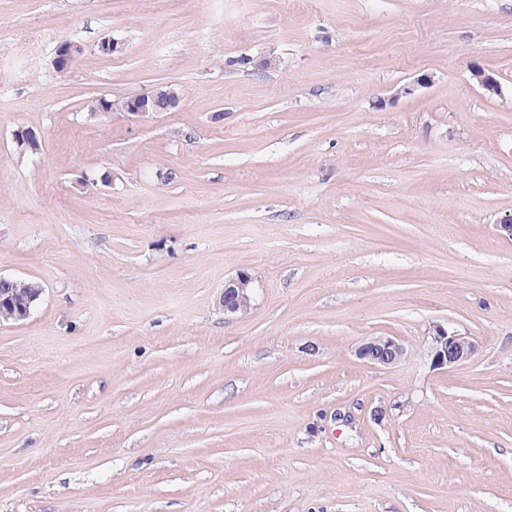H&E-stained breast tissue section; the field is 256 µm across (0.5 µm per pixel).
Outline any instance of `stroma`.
I'll list each match as a JSON object with an SVG mask.
<instances>
[{
    "mask_svg": "<svg viewBox=\"0 0 512 512\" xmlns=\"http://www.w3.org/2000/svg\"><path fill=\"white\" fill-rule=\"evenodd\" d=\"M1 28L43 39L0 46V275L43 294L0 325V512H512V0H0ZM162 85L173 111L88 114ZM437 324L467 363L431 369ZM255 278L246 271H240L236 277L224 283L221 306L224 314L244 312L251 306ZM406 347L393 336H372L364 339L355 349L360 360L384 367H393L406 356Z\"/></svg>",
    "mask_w": 512,
    "mask_h": 512,
    "instance_id": "35a3bbf8",
    "label": "stroma"
}]
</instances>
